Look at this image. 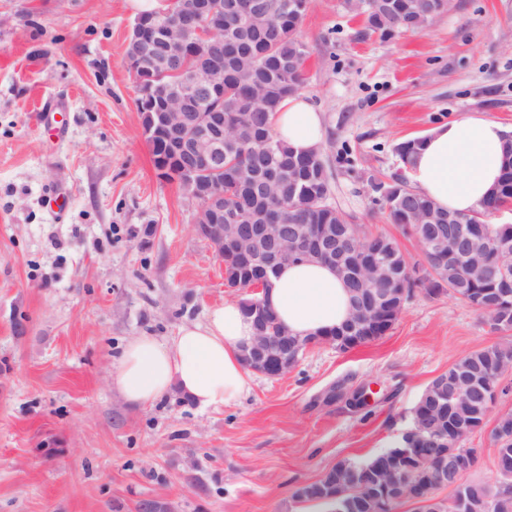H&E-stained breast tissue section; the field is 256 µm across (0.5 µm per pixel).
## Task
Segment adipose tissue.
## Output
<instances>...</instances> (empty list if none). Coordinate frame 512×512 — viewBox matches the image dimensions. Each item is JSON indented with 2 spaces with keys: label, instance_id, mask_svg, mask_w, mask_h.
<instances>
[{
  "label": "adipose tissue",
  "instance_id": "adipose-tissue-1",
  "mask_svg": "<svg viewBox=\"0 0 512 512\" xmlns=\"http://www.w3.org/2000/svg\"><path fill=\"white\" fill-rule=\"evenodd\" d=\"M277 140L295 153L322 147L324 117L307 97H288L271 116ZM512 130L482 112H467L433 128L410 168L414 188L437 206L471 213L496 189ZM265 305L294 336L319 337L340 327L350 307L343 280L321 263L284 267L263 295ZM252 321L236 300L212 308L204 323L181 326L160 340L138 336L123 347L111 384L125 402L150 406L178 390L200 409L218 410L249 393L252 376L241 350Z\"/></svg>",
  "mask_w": 512,
  "mask_h": 512
}]
</instances>
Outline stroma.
Returning a JSON list of instances; mask_svg holds the SVG:
<instances>
[{
	"instance_id": "obj_1",
	"label": "stroma",
	"mask_w": 512,
	"mask_h": 512,
	"mask_svg": "<svg viewBox=\"0 0 512 512\" xmlns=\"http://www.w3.org/2000/svg\"><path fill=\"white\" fill-rule=\"evenodd\" d=\"M147 6L0 0V512H138L146 498L171 512H313L294 496L302 483L393 446L436 376L508 334L417 292L384 336L311 348L224 409L177 391L124 402L110 378L127 340L172 338L244 298L140 129L124 54ZM301 37L336 205L419 259L374 186L397 170L396 144L442 121L484 112L512 126V0H448L389 38L344 0H311ZM337 384L376 394L355 409L327 400Z\"/></svg>"
}]
</instances>
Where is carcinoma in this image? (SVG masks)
I'll return each instance as SVG.
<instances>
[{
    "label": "carcinoma",
    "mask_w": 512,
    "mask_h": 512,
    "mask_svg": "<svg viewBox=\"0 0 512 512\" xmlns=\"http://www.w3.org/2000/svg\"><path fill=\"white\" fill-rule=\"evenodd\" d=\"M435 4L436 0H368L361 14L367 30L391 36L407 29L406 21L410 17L430 19L428 12ZM306 12L304 0H298L294 10L282 13L268 29L261 31L258 25H253L251 30L255 37L245 48L247 57L236 67L224 70V90L206 98L203 105L205 112L216 107L224 113V121L233 127L234 135L242 142V149L233 156L224 157L223 163L201 170L198 178L224 191V210L235 212L242 224H260L269 220V216L261 215L254 197L245 188V182L267 172L268 165L264 164L266 151L274 160L291 162L296 166L294 188H288L286 183L282 187L285 195L282 223L297 219L302 224H344L347 220L341 209L328 208L322 202L324 194L332 193L328 163L322 158L294 154L274 138L270 127V114L279 103L303 88V68L308 50L300 30ZM211 50V43L196 35L190 36L184 43L183 60L190 68L202 67L210 61ZM149 142L153 146L155 169H164L166 181L193 191L182 178L180 163L171 160L163 145L152 138ZM421 142L422 139L414 138L396 146L401 165L411 164ZM376 190L382 192L392 222L400 227L403 235L418 242L438 232H447L450 228L448 217H460L458 213L438 208L398 172L393 173L389 181L378 183ZM509 201L512 202V158L503 161L500 184L482 204L479 215H469L467 219L487 239L495 243L502 239L512 242V224L492 226L486 222L488 216ZM375 245L382 247L392 262L403 267L399 275L403 277V287L408 290L420 286L430 296L448 292L474 309L488 295L505 289L512 291V267L502 270L488 265L478 274L471 269L464 254L448 253L418 276L416 267L409 266L392 236L377 233L349 238V247L359 252ZM497 316L494 329L512 330V295L503 299ZM492 360L512 364V342L505 341L469 352L444 372L450 383L460 376L470 380V385L448 413L453 429L485 425L487 397L491 396L489 386L497 385V380L486 376L487 366ZM467 438L468 435L460 434L448 440V444L472 470L477 465L478 456L475 449L463 447ZM387 453L388 450L383 449L365 461L340 462L322 478L300 486L295 496L302 502L324 506L328 512H372L367 490L394 479V476L375 467L376 461ZM464 492L476 504L486 498L491 499L492 512H512V488L502 474L492 486L470 481Z\"/></svg>",
    "instance_id": "cac0c4a2"
}]
</instances>
